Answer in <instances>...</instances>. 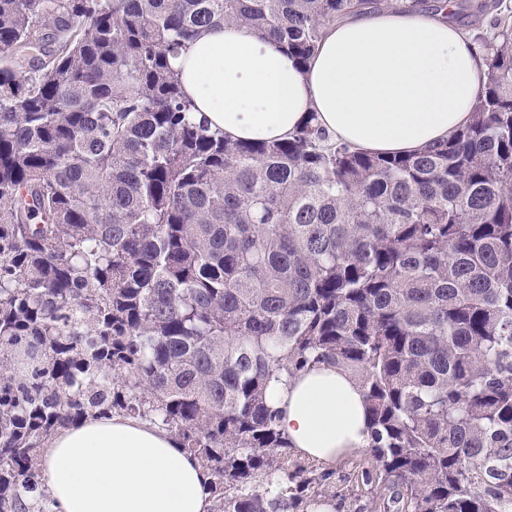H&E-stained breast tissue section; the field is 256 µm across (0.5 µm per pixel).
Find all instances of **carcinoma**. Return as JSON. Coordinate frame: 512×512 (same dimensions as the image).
<instances>
[{
	"instance_id": "obj_1",
	"label": "carcinoma",
	"mask_w": 512,
	"mask_h": 512,
	"mask_svg": "<svg viewBox=\"0 0 512 512\" xmlns=\"http://www.w3.org/2000/svg\"><path fill=\"white\" fill-rule=\"evenodd\" d=\"M387 7L0 0V512H53L44 444L113 414L167 427L211 512H320L267 391L322 364L364 390L384 512H512V5L480 4L470 123L408 156L230 140L170 64L230 22L304 65Z\"/></svg>"
}]
</instances>
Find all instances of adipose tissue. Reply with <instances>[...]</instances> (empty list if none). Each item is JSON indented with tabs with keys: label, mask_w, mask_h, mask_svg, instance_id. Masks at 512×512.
<instances>
[{
	"label": "adipose tissue",
	"mask_w": 512,
	"mask_h": 512,
	"mask_svg": "<svg viewBox=\"0 0 512 512\" xmlns=\"http://www.w3.org/2000/svg\"><path fill=\"white\" fill-rule=\"evenodd\" d=\"M441 10L396 7L330 27L305 66L244 28L202 30L172 59L198 116L235 141H278L315 120L329 138L373 154H413L467 125L487 69L472 39ZM277 426L299 456L331 466L366 448L363 389L333 365L272 382ZM56 512H210L211 477L164 427L89 417L41 450Z\"/></svg>",
	"instance_id": "1"
}]
</instances>
